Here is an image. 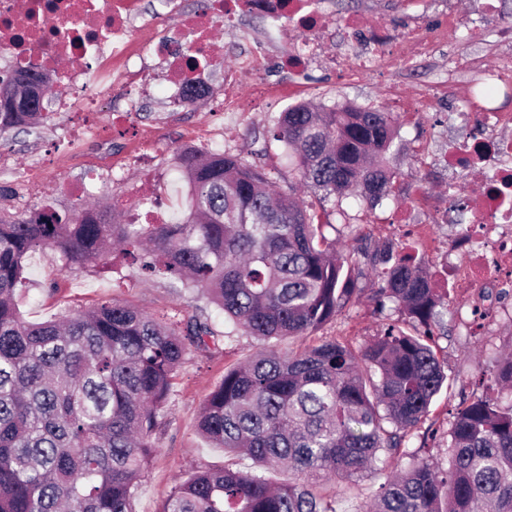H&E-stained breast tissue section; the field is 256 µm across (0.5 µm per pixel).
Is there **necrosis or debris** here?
<instances>
[{
  "mask_svg": "<svg viewBox=\"0 0 512 512\" xmlns=\"http://www.w3.org/2000/svg\"><path fill=\"white\" fill-rule=\"evenodd\" d=\"M246 17H261L275 23L282 44L280 67L302 78L318 62L323 40L334 28L353 33L354 48L347 56H333V72L346 76L368 74L383 67L405 66L409 49L419 55L433 51L448 29L457 27L455 13H448L435 28L413 26L408 31L384 27L360 33L354 16H339L323 10L319 0H206L201 10L182 7L179 0H159L148 11L143 0H0V60L13 67L33 65L46 72L53 85L67 87L57 98L58 111L74 112L80 119L63 136L64 145L80 142L77 158L103 179H112L116 169L141 161L137 150L113 156L108 128L97 127L96 118L113 95L130 96L144 89L154 70L147 50H154L167 63L166 81L174 94H210L215 77L209 61L219 49L216 33L225 25ZM264 52L241 54L233 69L224 73V95L216 99L215 111L246 112L256 104L243 93V72L260 73ZM469 71V70H468ZM475 85H490L498 95L472 96L453 121L474 128L475 136L463 147L448 153V202L462 204L466 218L454 222L452 215L437 213L433 221L450 225L447 249L463 251L470 261L449 267L448 283L454 291L484 287L471 309L483 316L493 303L491 289L512 285V54L469 71ZM474 169L485 174V188L476 197L459 189L460 174Z\"/></svg>",
  "mask_w": 512,
  "mask_h": 512,
  "instance_id": "1",
  "label": "necrosis or debris"
}]
</instances>
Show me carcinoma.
Instances as JSON below:
<instances>
[{
	"label": "carcinoma",
	"instance_id": "cac0c4a2",
	"mask_svg": "<svg viewBox=\"0 0 512 512\" xmlns=\"http://www.w3.org/2000/svg\"><path fill=\"white\" fill-rule=\"evenodd\" d=\"M53 87L35 70L0 75V131L46 119ZM398 118L381 109L306 104L274 118L307 203L275 190L255 164L224 152H184L191 195L178 224L119 222L103 209L71 215L0 213V512H136L144 469L159 447L172 380L193 350L221 341L204 313L162 323L115 301L53 321L27 322L18 307L27 255L52 248L68 268L123 247L142 268L202 292L264 349L224 372L198 428L244 469L191 474L161 512H338L328 483L378 468L428 418L448 382L433 327L448 297L431 275L385 242L338 252L315 205L355 195L373 206L391 192L384 164ZM378 279L379 310L397 304L411 322L383 325L372 343L325 341L282 353L356 304V267ZM500 391L471 399L448 429V469L426 458L386 475L376 512H512V359ZM272 471L288 472L275 484Z\"/></svg>",
	"mask_w": 512,
	"mask_h": 512
}]
</instances>
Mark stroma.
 <instances>
[{"label":"stroma","mask_w":512,"mask_h":512,"mask_svg":"<svg viewBox=\"0 0 512 512\" xmlns=\"http://www.w3.org/2000/svg\"><path fill=\"white\" fill-rule=\"evenodd\" d=\"M337 13L352 14L361 31L368 32L386 23L406 26L410 14L425 12L428 25H436L437 11H424L421 0L404 7L400 0H376L367 6L364 0H334ZM492 31L477 38H468L465 28L449 32L434 54L415 58L411 65L388 76L367 74L342 78L319 68L306 76L303 83L289 80L276 61H269L265 79L282 88L283 93L267 107L252 112H227L220 116L224 128V150L239 154L248 162L263 168L274 186L287 188L293 179L288 159L279 142L273 141L270 128L273 119L288 106L298 103H316L331 106L351 102L363 108H388L385 93L394 87L404 98L415 99L429 94L437 82L448 84L447 94L439 97L430 112L402 115L398 118V132L386 164L396 172L393 192L374 207L357 199L343 200L341 207L326 204L319 218L327 226L326 234L335 239L339 250H347L356 243L375 244L382 241L400 242L408 252L421 258L434 272V285L447 291L449 264L466 265L469 256L447 252L406 237L402 226L393 218L405 198H417L414 210L406 219L411 224L424 223L429 210L448 205V173L436 165L434 155L446 152L448 147L466 141L469 131L453 129L448 115L456 111L470 94L468 82L448 75V57L461 53L478 61H489ZM163 82L157 81L149 90L151 110L134 118L132 127L122 130L120 140L131 145L151 147L156 164L183 149L186 124L166 121L169 111ZM71 121L64 112H51L49 119L28 130L12 129L0 133V153L10 155L15 164L25 165L36 155L52 150L63 128ZM82 171L77 163L59 167L45 181L39 197L28 207L16 203L19 193L9 172L0 170V212L20 215L24 210H36L43 204L55 205L59 211H72L78 206L75 199L65 194V184L81 180ZM128 182L138 185L141 194L164 193L173 200L165 213L166 223L180 222L189 206L187 187L181 173L170 178L151 176L138 167H129ZM358 285L364 290L362 300L341 312L332 320L300 340H282L279 351L299 352L325 341H347L356 345L372 342L380 333L385 319H399L394 306L377 312L371 295L377 288L373 275L360 277ZM120 301L145 310L159 321L182 320L198 309H206L210 322L222 340L209 351L193 352L173 380L168 405L169 426L160 440L148 465L136 500L137 512H160L173 489L192 472L205 467L233 464L244 467L241 459L232 458L223 449L212 447L199 433L197 422L201 407L226 370L248 359L260 348L253 337L236 332L223 312L206 304L196 291L176 288L165 278L143 270L139 261L115 250L100 262L82 268L64 267L58 253L44 248L29 254L25 269V284L20 290L19 310L25 321L41 322L88 309L105 301ZM466 303L464 295L451 296L452 308L446 319L447 332L438 336V356L448 367L451 387L440 394L431 407L428 419L406 440L400 456L391 458L394 466L407 465L411 458H430L440 465L448 463V428L453 413L465 400L485 393L494 385V375L501 359L512 354V292L502 294L499 312L493 313V335L481 331H467L457 307ZM384 477L371 470L350 481L333 484L339 498L340 512H369Z\"/></svg>","instance_id":"obj_1"}]
</instances>
